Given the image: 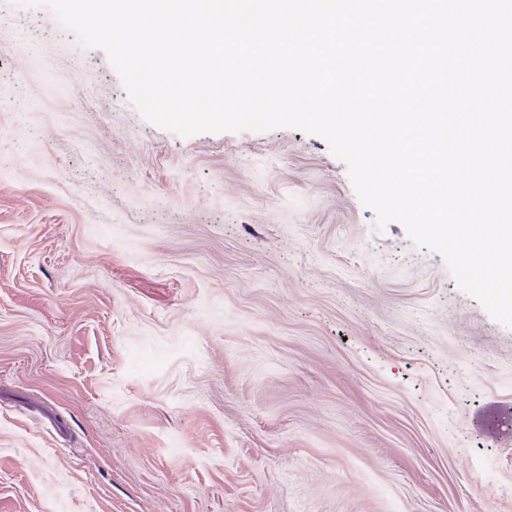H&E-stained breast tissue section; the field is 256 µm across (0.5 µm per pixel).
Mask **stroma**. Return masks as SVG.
Wrapping results in <instances>:
<instances>
[{
  "mask_svg": "<svg viewBox=\"0 0 512 512\" xmlns=\"http://www.w3.org/2000/svg\"><path fill=\"white\" fill-rule=\"evenodd\" d=\"M0 512H512V328L323 137L161 129L0 0Z\"/></svg>",
  "mask_w": 512,
  "mask_h": 512,
  "instance_id": "stroma-1",
  "label": "stroma"
}]
</instances>
